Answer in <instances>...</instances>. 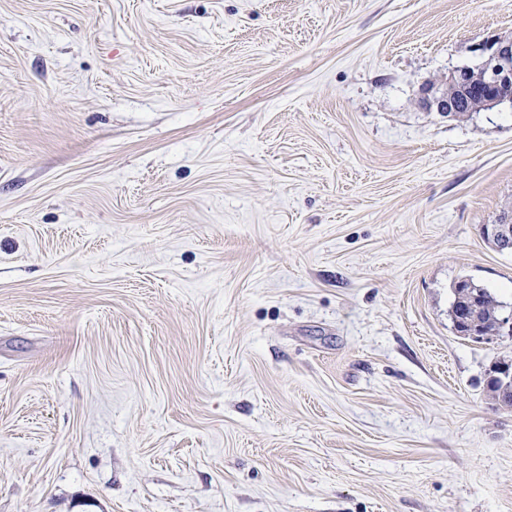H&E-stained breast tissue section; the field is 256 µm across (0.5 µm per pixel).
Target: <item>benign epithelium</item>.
Segmentation results:
<instances>
[{
  "label": "benign epithelium",
  "mask_w": 512,
  "mask_h": 512,
  "mask_svg": "<svg viewBox=\"0 0 512 512\" xmlns=\"http://www.w3.org/2000/svg\"><path fill=\"white\" fill-rule=\"evenodd\" d=\"M483 55L482 70L475 76L466 69H457L448 76V83L464 92L481 93L483 106L504 101L512 102V42L493 40L480 48ZM428 107L444 114L467 111V101H453L448 94L425 99Z\"/></svg>",
  "instance_id": "7a95c632"
}]
</instances>
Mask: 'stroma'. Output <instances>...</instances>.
Here are the masks:
<instances>
[{
    "label": "stroma",
    "mask_w": 512,
    "mask_h": 512,
    "mask_svg": "<svg viewBox=\"0 0 512 512\" xmlns=\"http://www.w3.org/2000/svg\"><path fill=\"white\" fill-rule=\"evenodd\" d=\"M512 0H0V512H512ZM483 55L482 70L474 76L469 70L456 69L448 76V83L455 85L464 93L463 101L448 98V92L439 96L425 98L428 107L436 111L468 112L467 91H479L483 106H491L504 101L512 102V42L493 40L480 48ZM454 301L451 306V319L455 331L465 338L479 341L481 337L504 336L506 331L512 335V328L503 326L512 325V312L506 315L501 322L503 304L498 298L474 283L473 279L463 276L452 285ZM477 322L482 330V336L473 337L469 334V323Z\"/></svg>",
    "instance_id": "obj_1"
}]
</instances>
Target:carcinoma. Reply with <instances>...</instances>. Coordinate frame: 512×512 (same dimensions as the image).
<instances>
[{"label":"carcinoma","mask_w":512,"mask_h":512,"mask_svg":"<svg viewBox=\"0 0 512 512\" xmlns=\"http://www.w3.org/2000/svg\"><path fill=\"white\" fill-rule=\"evenodd\" d=\"M452 291L454 301L450 315L454 329L459 335L470 337L471 322L480 326L484 337L512 335V328L502 325L501 322L503 304L490 291L475 284L473 279L466 276L453 283ZM506 362V358L495 361L488 373L490 380L487 383V393L494 401L503 393L512 397V382L505 384L496 379L498 367Z\"/></svg>","instance_id":"carcinoma-1"}]
</instances>
